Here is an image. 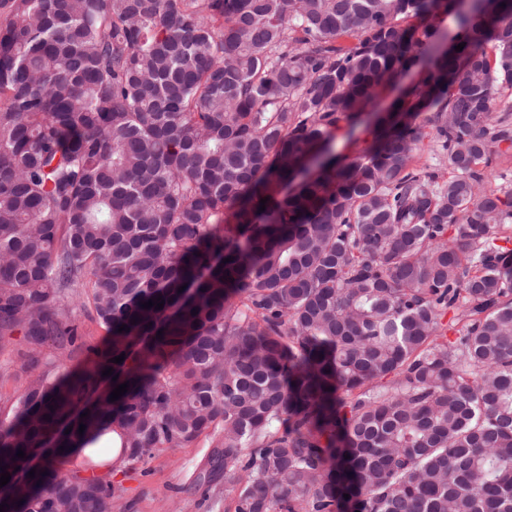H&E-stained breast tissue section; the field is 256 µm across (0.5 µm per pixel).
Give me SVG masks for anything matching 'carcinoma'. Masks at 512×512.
<instances>
[{"mask_svg": "<svg viewBox=\"0 0 512 512\" xmlns=\"http://www.w3.org/2000/svg\"><path fill=\"white\" fill-rule=\"evenodd\" d=\"M440 11L462 51L435 55ZM0 12L5 512H112V473L199 445L187 490L225 512H512V204L480 192L512 144V0ZM416 66L341 160L336 131ZM426 112L446 179L413 164ZM83 295L105 345L67 367ZM109 433V472L65 469ZM7 357H8L7 353H5V354L2 353V355L0 356V366L2 365V371L0 369V372H2V377H0V406L2 408V414L4 412H6L9 407V404H6L4 402L5 398L13 395V393L19 386V381L21 380V379H16L14 376V374L16 372H18L21 375V373L19 372L20 360L17 357L16 352H14V354H12V359L14 362L12 364H10L8 375L3 374L4 361H5V359H7Z\"/></svg>", "mask_w": 512, "mask_h": 512, "instance_id": "carcinoma-1", "label": "carcinoma"}]
</instances>
